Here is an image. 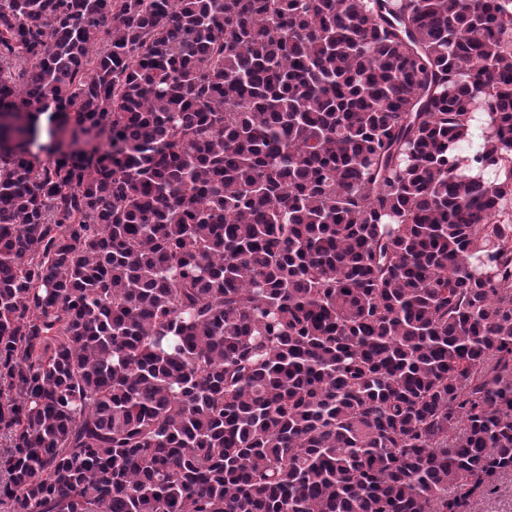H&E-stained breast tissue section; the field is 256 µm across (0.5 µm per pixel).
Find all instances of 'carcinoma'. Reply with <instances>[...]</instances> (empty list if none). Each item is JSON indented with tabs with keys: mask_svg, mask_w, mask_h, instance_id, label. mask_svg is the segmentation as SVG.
I'll return each instance as SVG.
<instances>
[{
	"mask_svg": "<svg viewBox=\"0 0 512 512\" xmlns=\"http://www.w3.org/2000/svg\"><path fill=\"white\" fill-rule=\"evenodd\" d=\"M508 474L512 0H0V512Z\"/></svg>",
	"mask_w": 512,
	"mask_h": 512,
	"instance_id": "carcinoma-1",
	"label": "carcinoma"
}]
</instances>
